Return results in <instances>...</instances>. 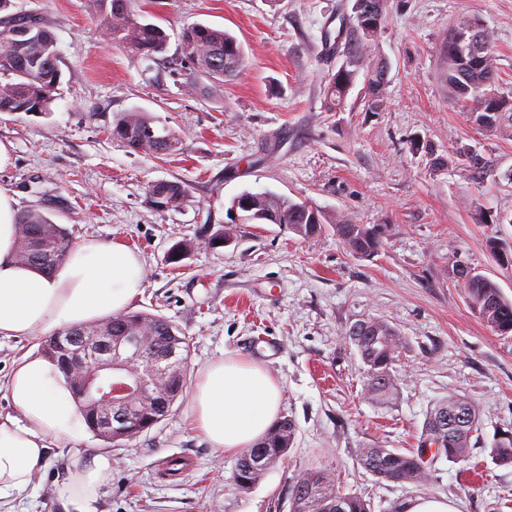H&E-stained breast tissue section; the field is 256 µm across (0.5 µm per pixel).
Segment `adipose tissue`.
<instances>
[{
	"label": "adipose tissue",
	"mask_w": 512,
	"mask_h": 512,
	"mask_svg": "<svg viewBox=\"0 0 512 512\" xmlns=\"http://www.w3.org/2000/svg\"><path fill=\"white\" fill-rule=\"evenodd\" d=\"M16 200L0 189V336L47 335L99 322L124 312L140 294L144 264L119 242L85 240L73 247L55 273L46 275L17 257ZM12 414L0 416V506L34 486L40 464L54 445H77L86 424L59 370L27 356L7 378ZM281 388L261 365L223 358L203 368L192 388V421L225 453L251 447L275 423ZM111 470L99 455L78 471L62 493L76 512H97L98 490Z\"/></svg>",
	"instance_id": "obj_1"
}]
</instances>
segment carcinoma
Returning <instances> with one entry per match:
<instances>
[{
	"instance_id": "1",
	"label": "carcinoma",
	"mask_w": 512,
	"mask_h": 512,
	"mask_svg": "<svg viewBox=\"0 0 512 512\" xmlns=\"http://www.w3.org/2000/svg\"><path fill=\"white\" fill-rule=\"evenodd\" d=\"M358 9L348 19L343 41L337 52L341 68L327 76L325 96L329 111L341 110L344 101L363 76L368 107L379 110L385 101L388 66L376 54V36L388 17V0H354ZM100 22L108 41L184 78L193 94L201 92L199 77L215 80L237 76L242 68V47L230 32L195 23L183 28L180 51L175 58L165 56L168 35L158 25L142 23L129 14L126 0H96ZM13 0H0V112L52 111L62 72L53 33L39 18L10 13ZM443 75L452 101L462 108L478 129L495 132L504 121L512 122V97L498 91L499 69L493 37L477 18L461 27L454 26L442 47ZM127 151L134 154L168 156L183 146L179 131L161 123L147 112H123L109 131ZM253 211L264 224H284L305 239L327 230V219L317 208L292 199L264 193H251ZM189 197L179 182L152 183L147 199L157 211L181 208ZM17 255L21 263L52 273L72 249L66 229L39 210H28L17 218ZM336 236L354 255L370 257L377 253L380 232L365 224L336 223ZM454 278L463 284L475 312L497 334H512V301L504 297L489 277L466 264L456 265ZM112 337V374L135 381L138 369L156 371V383L147 395L123 400L129 417L112 421V436L103 439L118 444L150 430L171 411L182 396L188 373L190 344L182 332L160 314L126 312L98 323L67 327L56 338L42 343L41 353L62 370L68 385L77 389L76 379L63 370L57 344L71 353ZM347 336L356 347L365 367V390L369 397L385 403L396 391L393 368L403 336L385 320L362 319ZM479 426V412L470 402L450 396L437 401L426 414L419 447L401 452L396 448H360L358 460L364 469L381 480L422 486L428 479L421 451L426 444H437L449 461L465 460L471 439ZM296 425L288 417L277 420L264 438L242 452L234 468L235 484L248 490L287 454L294 443ZM496 460L512 463V433L503 434L492 448ZM290 512H371L370 503L356 494L336 489L335 478L322 466H309L297 474L290 491Z\"/></svg>"
}]
</instances>
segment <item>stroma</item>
Instances as JSON below:
<instances>
[{"label":"stroma","instance_id":"stroma-1","mask_svg":"<svg viewBox=\"0 0 512 512\" xmlns=\"http://www.w3.org/2000/svg\"><path fill=\"white\" fill-rule=\"evenodd\" d=\"M57 40L60 93L49 114L0 113V141L12 163L0 189L18 211L39 210L64 225L73 243L117 241L139 252L144 288L131 310L156 313L190 343L189 380L219 358L260 363L280 382L281 413L295 441L251 489L233 481L235 456L212 447L180 397L148 432L115 447L92 436L81 459L111 457L97 512H290L288 487L312 463L336 485L369 500L373 512H402L405 499L444 496L462 512H512V463L492 456L512 429V336L493 332L455 281L456 264L476 268L512 300V133L472 127L448 99L441 48L452 24L470 17L494 33L499 90L512 95V0H390L376 38L389 68L382 110L367 109L356 83L342 111H328L324 86L342 59L326 52L353 0H126L131 15L160 24L167 53L202 22L233 32L243 48L234 80L189 94L182 78L107 43L93 0H14ZM138 109L178 130L180 154H131L107 130ZM482 155L474 175L460 147ZM179 181L189 190L177 210L157 211L147 188ZM305 202L333 222L375 226L377 254L350 253L334 231L304 239L280 224H243L234 242L213 248L231 200L243 191ZM496 216L474 220L477 211ZM183 240L195 247L176 264ZM378 318L404 338L397 390L386 404L364 391L363 364L347 337L357 321ZM275 340L274 359L258 339ZM37 336H0V413L13 406L5 382L15 363L38 353ZM460 395L479 410L466 461L437 456L424 486L378 479L358 449L415 448L430 406ZM71 465L48 451L35 487L15 512H73L58 490Z\"/></svg>","mask_w":512,"mask_h":512}]
</instances>
